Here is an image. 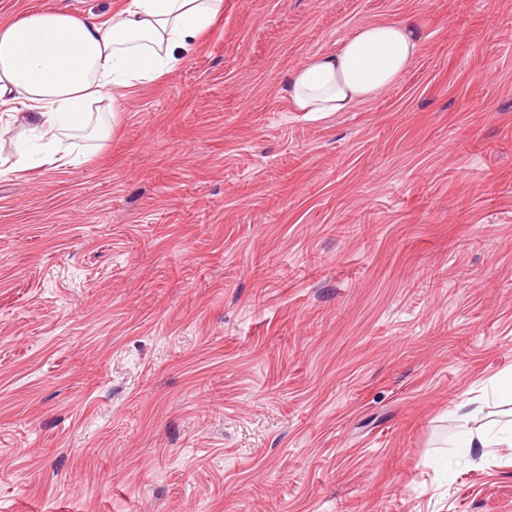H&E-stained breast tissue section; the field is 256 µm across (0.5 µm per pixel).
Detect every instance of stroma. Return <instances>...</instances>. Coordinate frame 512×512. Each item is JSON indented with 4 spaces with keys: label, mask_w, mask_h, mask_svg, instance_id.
I'll return each mask as SVG.
<instances>
[{
    "label": "stroma",
    "mask_w": 512,
    "mask_h": 512,
    "mask_svg": "<svg viewBox=\"0 0 512 512\" xmlns=\"http://www.w3.org/2000/svg\"><path fill=\"white\" fill-rule=\"evenodd\" d=\"M407 17L389 89L294 111L289 69ZM27 145L0 135V512H512L463 446L512 420V0H224L84 164Z\"/></svg>",
    "instance_id": "obj_1"
}]
</instances>
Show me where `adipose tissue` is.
Instances as JSON below:
<instances>
[{
    "mask_svg": "<svg viewBox=\"0 0 512 512\" xmlns=\"http://www.w3.org/2000/svg\"><path fill=\"white\" fill-rule=\"evenodd\" d=\"M223 11L224 0H127L106 23L40 10L0 24V111L43 141L46 163L77 165V139L109 134L114 90L170 71ZM423 41L414 17L361 26L288 71L284 91L301 112L350 111L397 82Z\"/></svg>",
    "mask_w": 512,
    "mask_h": 512,
    "instance_id": "1",
    "label": "adipose tissue"
}]
</instances>
